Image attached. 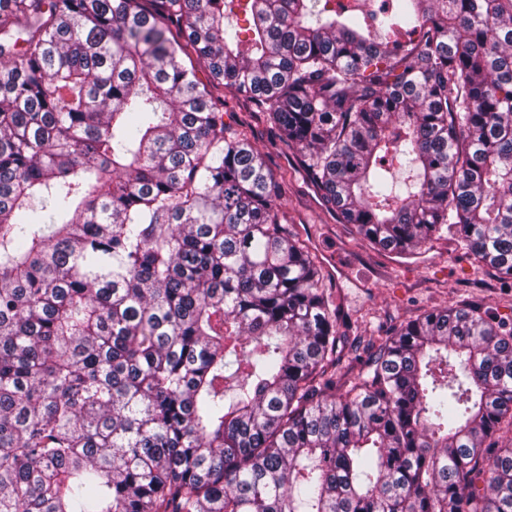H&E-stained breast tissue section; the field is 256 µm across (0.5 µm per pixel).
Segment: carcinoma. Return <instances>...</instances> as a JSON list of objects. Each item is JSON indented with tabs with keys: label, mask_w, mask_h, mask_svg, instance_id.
Wrapping results in <instances>:
<instances>
[{
	"label": "carcinoma",
	"mask_w": 512,
	"mask_h": 512,
	"mask_svg": "<svg viewBox=\"0 0 512 512\" xmlns=\"http://www.w3.org/2000/svg\"><path fill=\"white\" fill-rule=\"evenodd\" d=\"M226 89L372 248L512 281V0H0V512H512V323L341 373Z\"/></svg>",
	"instance_id": "cac0c4a2"
}]
</instances>
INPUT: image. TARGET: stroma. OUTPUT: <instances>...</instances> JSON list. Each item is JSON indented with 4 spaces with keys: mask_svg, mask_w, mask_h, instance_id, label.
I'll return each mask as SVG.
<instances>
[{
    "mask_svg": "<svg viewBox=\"0 0 512 512\" xmlns=\"http://www.w3.org/2000/svg\"><path fill=\"white\" fill-rule=\"evenodd\" d=\"M224 120L250 127L251 143L282 179V210L317 256L341 304L347 349L380 340L400 322L438 307L481 305L512 321V290L491 270L465 257L455 236L435 240L408 256L372 249L353 225L339 222L308 180L299 153L273 136L263 113L245 98H231Z\"/></svg>",
    "mask_w": 512,
    "mask_h": 512,
    "instance_id": "35a3bbf8",
    "label": "stroma"
}]
</instances>
